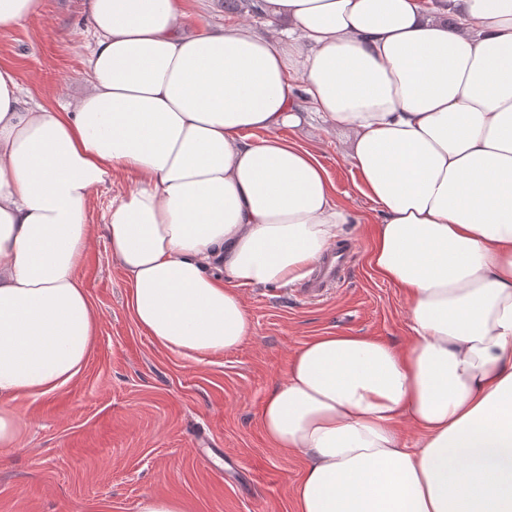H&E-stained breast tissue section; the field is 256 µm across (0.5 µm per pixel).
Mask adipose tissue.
<instances>
[{"instance_id": "1", "label": "adipose tissue", "mask_w": 512, "mask_h": 512, "mask_svg": "<svg viewBox=\"0 0 512 512\" xmlns=\"http://www.w3.org/2000/svg\"><path fill=\"white\" fill-rule=\"evenodd\" d=\"M453 2L451 25L436 0H255L259 29L86 0L84 94L30 107L0 68V451L22 437L14 402L67 388L95 348L77 274L95 231L136 325L189 359L252 336L240 288L310 275L350 221L278 134L312 113L349 134L380 216L368 263L406 292L411 342L293 355L260 423L307 459L294 512H512V0ZM117 173L136 186L94 228ZM136 184L133 180L124 176H116L115 184H108L93 193L88 213V224L100 226L105 224V216L112 206V199L120 192L134 189Z\"/></svg>"}]
</instances>
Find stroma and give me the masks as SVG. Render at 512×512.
<instances>
[{
  "label": "stroma",
  "instance_id": "stroma-1",
  "mask_svg": "<svg viewBox=\"0 0 512 512\" xmlns=\"http://www.w3.org/2000/svg\"><path fill=\"white\" fill-rule=\"evenodd\" d=\"M93 41L85 0H43L39 17L0 30V67L29 104L60 107L83 93ZM281 135L315 154L352 214L337 239L352 248L340 282L313 301L296 283L243 289L253 336L196 361L160 350L137 327L125 275L96 234L78 267L98 316L96 348L71 386L16 402L26 427L19 447L0 452V512H136L147 493L182 498L192 512H293L305 460L280 454L259 421L289 360L328 333L400 349L411 335L404 291L367 263L377 212L357 188L344 136L316 120Z\"/></svg>",
  "mask_w": 512,
  "mask_h": 512
}]
</instances>
